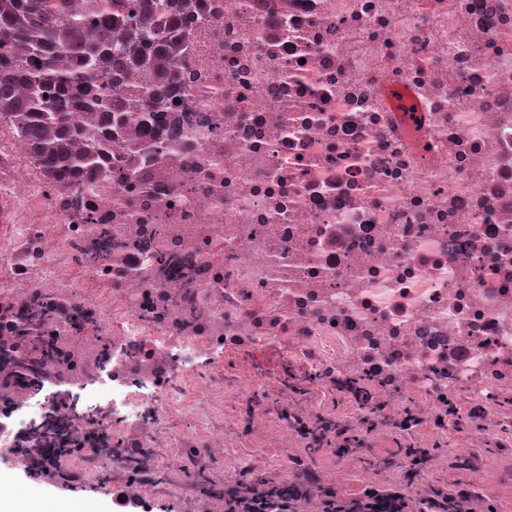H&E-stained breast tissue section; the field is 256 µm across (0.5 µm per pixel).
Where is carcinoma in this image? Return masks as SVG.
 Here are the masks:
<instances>
[{"mask_svg":"<svg viewBox=\"0 0 512 512\" xmlns=\"http://www.w3.org/2000/svg\"><path fill=\"white\" fill-rule=\"evenodd\" d=\"M0 0V119L43 184L68 208L85 190L122 180L141 187L142 169L173 160L162 139L179 127L158 115L180 86L195 21L190 0ZM128 143L112 161V140ZM36 302L0 341V365L38 374L44 361L20 351L36 328Z\"/></svg>","mask_w":512,"mask_h":512,"instance_id":"carcinoma-1","label":"carcinoma"}]
</instances>
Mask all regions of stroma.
Returning <instances> with one entry per match:
<instances>
[{
    "mask_svg": "<svg viewBox=\"0 0 512 512\" xmlns=\"http://www.w3.org/2000/svg\"><path fill=\"white\" fill-rule=\"evenodd\" d=\"M222 363L224 396L216 400L212 420L222 429L223 439L214 453L200 456L197 442L190 440L164 463L139 453L115 463L104 477L90 472L88 456L76 457L68 467L76 485L70 491L56 477L30 485L22 469L5 463L8 449L0 448V473L7 475L15 491L14 498L4 503L6 512H139L118 504L133 466L141 471L137 495L152 512H224L225 489L244 478L261 486L278 479L286 465L296 477L306 471L317 475L306 512H319L325 493L351 501L366 491L396 486L401 477L396 451L412 443L441 448L438 466L426 478L427 487L465 494L470 512H482L488 503L496 512H512V424L491 433L451 424L442 430L422 425L408 432L389 426L372 436L366 450L339 456L327 447L309 448L302 441L289 440L288 423L280 411H299L302 402L283 393L276 347L244 348L224 355ZM250 364L260 368L261 388L280 398L281 408L241 415L233 387ZM458 448L472 449L477 465L459 466L454 456Z\"/></svg>",
    "mask_w": 512,
    "mask_h": 512,
    "instance_id": "35a3bbf8",
    "label": "stroma"
}]
</instances>
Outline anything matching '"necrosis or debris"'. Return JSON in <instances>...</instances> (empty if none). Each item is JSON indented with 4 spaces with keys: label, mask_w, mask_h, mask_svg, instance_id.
<instances>
[{
    "label": "necrosis or debris",
    "mask_w": 512,
    "mask_h": 512,
    "mask_svg": "<svg viewBox=\"0 0 512 512\" xmlns=\"http://www.w3.org/2000/svg\"><path fill=\"white\" fill-rule=\"evenodd\" d=\"M192 5L177 164L148 191L88 194L95 224L16 169L0 304L64 299L44 380L76 399L20 390L0 447L119 429L163 457L183 440L172 417L212 399L201 358L271 343L301 391L355 381L363 435L451 392L496 424L512 399V0ZM436 465L404 451L407 512Z\"/></svg>",
    "instance_id": "obj_1"
}]
</instances>
